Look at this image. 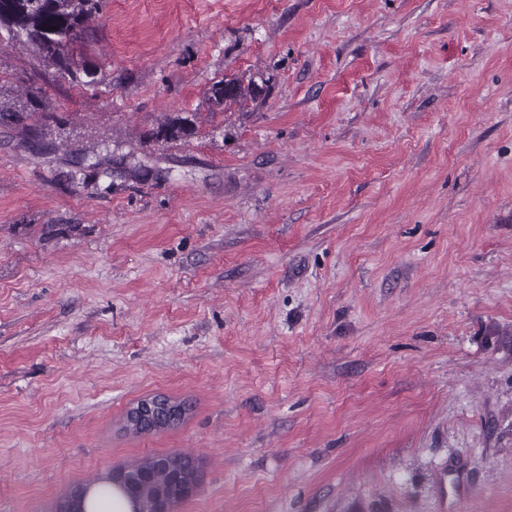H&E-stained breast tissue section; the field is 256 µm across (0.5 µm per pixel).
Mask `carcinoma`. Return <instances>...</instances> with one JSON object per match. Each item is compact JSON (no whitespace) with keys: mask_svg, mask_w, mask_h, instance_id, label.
I'll list each match as a JSON object with an SVG mask.
<instances>
[{"mask_svg":"<svg viewBox=\"0 0 512 512\" xmlns=\"http://www.w3.org/2000/svg\"><path fill=\"white\" fill-rule=\"evenodd\" d=\"M104 0H0V30L12 38L32 46L49 64L82 86L91 87L99 83L97 69L91 65L73 67L70 45L76 42L84 31L85 24L93 14L100 12ZM269 91L267 81L257 84L250 80L242 84L239 79H229L212 86V96L224 105H243L256 100L262 92ZM21 112H14L0 102V123L22 126L23 137L32 133L44 136L33 126L24 123ZM193 123L187 117H175L160 126L157 136L176 139L192 131ZM187 412L186 405L167 396L155 395L137 401L125 414V428L139 435L144 428L162 432L180 425ZM149 470L151 482L141 487L143 499H156L173 493L172 475L179 473L182 479L192 483L196 479L197 467L189 456L170 452L150 454L141 458L129 468L113 469L104 476L85 484L75 486L61 499L55 512H97L101 499L127 501L122 488V478Z\"/></svg>","mask_w":512,"mask_h":512,"instance_id":"cac0c4a2","label":"carcinoma"}]
</instances>
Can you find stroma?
Returning a JSON list of instances; mask_svg holds the SVG:
<instances>
[{
	"label": "stroma",
	"instance_id": "1",
	"mask_svg": "<svg viewBox=\"0 0 512 512\" xmlns=\"http://www.w3.org/2000/svg\"><path fill=\"white\" fill-rule=\"evenodd\" d=\"M72 54L0 32L57 147L0 125V512L172 451L175 512H512V0H106ZM262 86H259L252 78L244 87L239 79H229L218 82L211 88L212 96L220 103H224V109L227 105L233 104L242 106L248 99L255 101L263 91H269L268 80L261 79ZM150 405V407H148ZM143 411L151 415L143 416ZM187 412L186 405L167 396L155 395L140 399L125 414V428L135 435H141L144 428H152L154 433L180 425Z\"/></svg>",
	"mask_w": 512,
	"mask_h": 512
}]
</instances>
